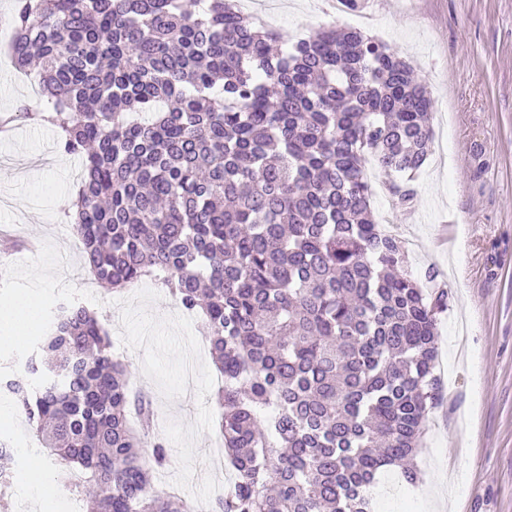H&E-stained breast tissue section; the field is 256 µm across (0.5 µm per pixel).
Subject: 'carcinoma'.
<instances>
[{"mask_svg":"<svg viewBox=\"0 0 512 512\" xmlns=\"http://www.w3.org/2000/svg\"><path fill=\"white\" fill-rule=\"evenodd\" d=\"M9 22L46 99L18 117L82 161L85 267L112 293L149 278L202 317L238 473L216 512H375L383 467L416 482L448 292L405 272L363 165L411 180L429 156L410 64L357 29H263L232 0H12ZM24 371L0 385L83 512H192L157 484L153 403L100 315L60 304Z\"/></svg>","mask_w":512,"mask_h":512,"instance_id":"obj_1","label":"carcinoma"}]
</instances>
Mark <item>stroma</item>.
Here are the masks:
<instances>
[{
	"label": "stroma",
	"instance_id": "35a3bbf8",
	"mask_svg": "<svg viewBox=\"0 0 512 512\" xmlns=\"http://www.w3.org/2000/svg\"><path fill=\"white\" fill-rule=\"evenodd\" d=\"M260 15L264 27L308 36L322 26L364 27L406 57L434 101L431 160L413 181L414 199L400 206L395 176L367 163L371 180L387 192L374 212H393L404 243L405 270L426 288L448 292L437 321L436 373L444 400L425 423L416 462L419 479L379 472L398 512H430L435 488L457 512H512V0H358L350 10L335 0H280ZM51 127L16 122L0 137V367L23 374L21 348L38 329L18 330L10 310L33 296L39 313L51 312L65 294L111 315L114 354L132 369L131 390L157 410L156 434L170 450L158 475L163 488L212 492L208 451L215 430V368L201 359L198 393L186 399L181 370L204 343L199 319L183 321L174 300L141 281L133 298L107 292L89 276L76 231L65 213L76 197L81 160L62 156ZM22 334V346L8 338ZM11 393L0 392V436L22 447L21 466L39 471L46 490L32 498L11 491V512H63L65 493L55 470L34 447Z\"/></svg>",
	"mask_w": 512,
	"mask_h": 512
}]
</instances>
